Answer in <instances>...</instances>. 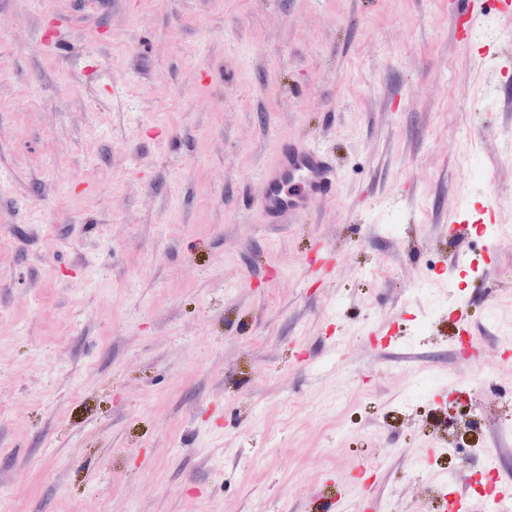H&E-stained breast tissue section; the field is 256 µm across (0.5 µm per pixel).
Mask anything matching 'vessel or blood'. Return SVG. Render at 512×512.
<instances>
[{"instance_id": "obj_1", "label": "vessel or blood", "mask_w": 512, "mask_h": 512, "mask_svg": "<svg viewBox=\"0 0 512 512\" xmlns=\"http://www.w3.org/2000/svg\"><path fill=\"white\" fill-rule=\"evenodd\" d=\"M336 165L325 151L308 144H283L264 174L256 211L265 224H293L319 202L331 198Z\"/></svg>"}]
</instances>
